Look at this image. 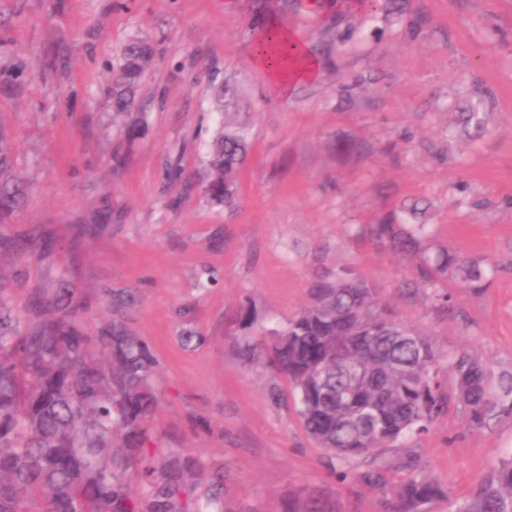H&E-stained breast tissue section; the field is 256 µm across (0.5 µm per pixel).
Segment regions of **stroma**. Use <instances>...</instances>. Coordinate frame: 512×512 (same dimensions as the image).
<instances>
[{
	"mask_svg": "<svg viewBox=\"0 0 512 512\" xmlns=\"http://www.w3.org/2000/svg\"><path fill=\"white\" fill-rule=\"evenodd\" d=\"M315 2L311 25L294 30L299 40L325 38L339 14L347 23L320 57L319 79L281 98L241 36L259 22L260 0H0V59L26 65L0 91L12 173L26 184L0 235L47 227L57 239L0 294L23 304L28 289L71 266L92 334L112 317L109 290L134 293L125 322L156 362V430L223 465L232 512H279L299 490L331 493L344 512H382L380 492L353 478L364 460L329 459L284 397L285 381L241 358L225 317L242 304L260 324H285L317 271L350 267L440 350L512 377V0H409L390 16L348 9V0ZM136 35L154 49L139 88L152 107L146 122L132 114L116 128L109 70ZM50 48L60 58L47 74ZM211 66L237 80L247 104L251 147L231 213L198 190L181 199L162 180L166 158L181 156L189 174L204 165L220 121ZM465 112L479 113L482 137L460 134ZM343 135L364 139L368 153L336 154ZM394 141L406 150L388 151ZM122 143L130 149L116 175L112 153ZM412 203L426 210L433 247L491 264L482 288L445 280L457 318L436 314L430 292L412 288L413 257L367 235ZM94 223L95 235L75 239V225ZM187 330L199 345L183 346ZM510 453L512 413L473 428L453 403L410 451L446 492L432 512L474 496Z\"/></svg>",
	"mask_w": 512,
	"mask_h": 512,
	"instance_id": "obj_1",
	"label": "stroma"
}]
</instances>
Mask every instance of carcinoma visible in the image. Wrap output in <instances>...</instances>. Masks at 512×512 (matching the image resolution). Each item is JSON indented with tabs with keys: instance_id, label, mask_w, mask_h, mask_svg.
Here are the masks:
<instances>
[{
	"instance_id": "carcinoma-1",
	"label": "carcinoma",
	"mask_w": 512,
	"mask_h": 512,
	"mask_svg": "<svg viewBox=\"0 0 512 512\" xmlns=\"http://www.w3.org/2000/svg\"><path fill=\"white\" fill-rule=\"evenodd\" d=\"M288 7L266 0L265 20L243 35L273 53L280 65L292 51L281 40L275 16ZM146 41H132L112 67L110 94L116 114L139 107V79L153 64ZM224 121L214 132L199 185L207 202L233 211L238 180L250 148L246 125L237 120L242 102L234 78L207 70ZM166 183H194L178 158L165 163ZM22 190L0 183V214L18 204ZM398 212L370 229L382 248L418 257L419 288L453 314L440 281L453 276L462 288H481L485 261L439 250L426 255L424 224H408ZM50 239L0 244V257L18 264L35 257ZM112 322L93 336L82 329L87 309L72 288L71 270L58 271L47 288L33 289L25 316L0 298V512H229L224 506V468L206 465L165 443L151 421L157 407L155 362L124 322L135 297L110 292ZM243 360L286 380L296 413L310 437L342 464L369 459L357 479L382 493L383 512H429L445 495L422 473L395 481L406 456L385 457L429 432L448 412L444 372L453 373L456 399L474 428L512 410V378L492 382L475 357L444 355L428 335L402 322L376 298L353 269L319 273L307 303L283 326L252 334L257 315L244 304L232 313ZM281 512H342L324 492L288 495ZM450 512H512V456L498 462L472 498L450 502Z\"/></svg>"
}]
</instances>
